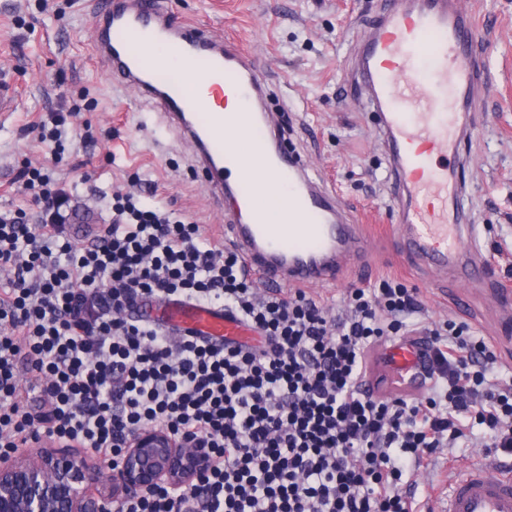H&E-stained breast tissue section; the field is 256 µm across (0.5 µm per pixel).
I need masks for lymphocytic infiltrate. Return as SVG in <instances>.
Listing matches in <instances>:
<instances>
[{
    "instance_id": "obj_1",
    "label": "lymphocytic infiltrate",
    "mask_w": 512,
    "mask_h": 512,
    "mask_svg": "<svg viewBox=\"0 0 512 512\" xmlns=\"http://www.w3.org/2000/svg\"><path fill=\"white\" fill-rule=\"evenodd\" d=\"M20 179L43 217L0 214V448L48 439L113 467L150 426L205 457L191 488L131 494L114 512H413L402 477L436 449L512 454V383L465 323L422 326L423 397L373 386L368 355L412 335L415 290L355 288L336 316L300 288L260 293L236 250L119 192L111 224L76 245L60 222L69 194L41 165ZM168 296L222 304L258 343L201 341L137 317Z\"/></svg>"
}]
</instances>
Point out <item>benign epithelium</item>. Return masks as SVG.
Masks as SVG:
<instances>
[{
  "mask_svg": "<svg viewBox=\"0 0 512 512\" xmlns=\"http://www.w3.org/2000/svg\"><path fill=\"white\" fill-rule=\"evenodd\" d=\"M204 467L197 448L170 433L143 428L123 448L109 491H95L101 468L64 448L0 453V512H110L126 492L147 496L159 485L192 484Z\"/></svg>",
  "mask_w": 512,
  "mask_h": 512,
  "instance_id": "7a95c632",
  "label": "benign epithelium"
}]
</instances>
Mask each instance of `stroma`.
Listing matches in <instances>:
<instances>
[{
	"instance_id": "obj_1",
	"label": "stroma",
	"mask_w": 512,
	"mask_h": 512,
	"mask_svg": "<svg viewBox=\"0 0 512 512\" xmlns=\"http://www.w3.org/2000/svg\"><path fill=\"white\" fill-rule=\"evenodd\" d=\"M91 0H0V68L10 71L19 110L0 122V211L24 209L30 223L41 209L16 177L27 163H48L73 195L66 222L75 239L110 223L107 194L139 192L199 225L224 248V209L212 199L203 171L175 133L159 125L135 89L113 85L92 58ZM175 23L205 25L230 36L258 63L265 109L284 129L285 145L309 171L325 179L374 233L361 262L336 285L312 288L314 298L344 313L351 289L395 280L416 289L425 321L451 319L489 337L502 367H512V343L502 340L501 299L468 285L411 269L381 231L397 207L377 112L350 97L345 76L360 35L377 17L381 0H167ZM480 24L490 92L477 108L468 146L471 221L485 246L490 274L512 289V0H463ZM70 135L58 157L38 139L37 127L54 114ZM391 338L372 354V377L382 390L417 393L415 382L388 364ZM468 448H440L414 474L416 512H433L448 492V465L478 461Z\"/></svg>"
}]
</instances>
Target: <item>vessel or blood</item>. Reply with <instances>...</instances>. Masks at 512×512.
Returning <instances> with one entry per match:
<instances>
[{
  "mask_svg": "<svg viewBox=\"0 0 512 512\" xmlns=\"http://www.w3.org/2000/svg\"><path fill=\"white\" fill-rule=\"evenodd\" d=\"M95 54L123 86L136 89L194 151L210 194L225 205L224 235L250 273L268 288L335 284L368 238L351 223L335 192L311 177L300 160L271 151L280 135L263 105L265 88L254 59L231 39H214L202 26L173 24L165 0H95ZM479 27L461 0H384L358 41L352 84L380 117L382 141L398 206L389 236L408 263L437 267L468 285H490L485 255L466 208L467 144L475 112L489 91ZM231 81L239 100L236 125L258 133L259 162L283 189L284 224L237 217L247 199V158L228 143L224 115L205 98L187 94V82L221 89ZM19 100L8 70L0 71V113ZM162 322L209 340L248 341L241 322L223 309L187 299L159 307ZM440 512H512V466L486 456L455 469Z\"/></svg>",
  "mask_w": 512,
  "mask_h": 512,
  "instance_id": "b4317fda",
  "label": "vessel or blood"
}]
</instances>
